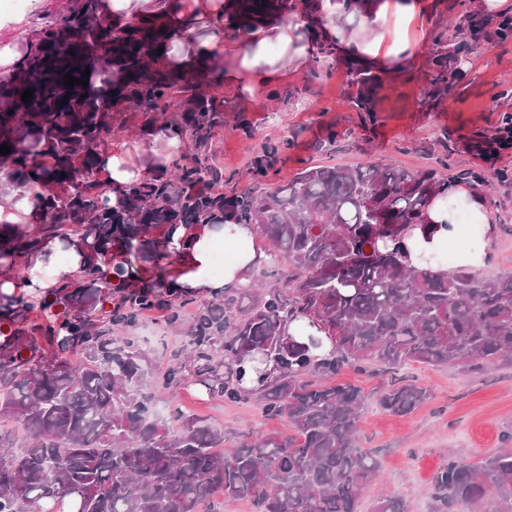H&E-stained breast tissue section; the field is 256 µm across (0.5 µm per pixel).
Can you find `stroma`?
Listing matches in <instances>:
<instances>
[{
	"instance_id": "obj_1",
	"label": "stroma",
	"mask_w": 512,
	"mask_h": 512,
	"mask_svg": "<svg viewBox=\"0 0 512 512\" xmlns=\"http://www.w3.org/2000/svg\"><path fill=\"white\" fill-rule=\"evenodd\" d=\"M75 3L0 0V45L35 41L46 21ZM423 25L425 40L406 70L389 77L373 122L352 107L346 68L340 63L312 61L304 70L286 71L256 102L212 79L210 92L224 115V126L212 143L214 163L243 189L251 184L249 170L264 145L284 140L289 147L269 173L272 183L309 164L382 162L409 172L433 168L447 175L478 176L476 188L497 217L495 245L480 273L494 277L512 271V180L499 176L500 170H512V148L484 161L472 153L469 142L474 134L495 133L503 116L512 113V40L480 41L445 102L429 110L422 103L431 72L428 51L438 36L467 31L469 19L458 0H428ZM330 130L336 133L332 142L325 138ZM125 333L159 367L186 345L184 331L168 327L157 316L142 318ZM398 377L414 378L431 393L428 403L405 417L388 414L375 397L378 388ZM339 379L361 387L367 397L357 444L374 451L380 463L379 483L361 492V512H373L383 489L402 497L409 512H434L431 480L449 453L461 452L467 463H478L500 448L502 435L512 430L511 366L469 373L450 365L412 363L392 373L371 363L362 373L344 370ZM174 395L228 433L286 429L284 421L267 419L252 399L230 404L198 396L189 387L176 389Z\"/></svg>"
}]
</instances>
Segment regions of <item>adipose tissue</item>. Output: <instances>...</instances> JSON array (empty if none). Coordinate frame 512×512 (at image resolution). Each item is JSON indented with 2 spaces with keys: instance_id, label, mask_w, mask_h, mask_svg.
I'll return each instance as SVG.
<instances>
[{
  "instance_id": "1",
  "label": "adipose tissue",
  "mask_w": 512,
  "mask_h": 512,
  "mask_svg": "<svg viewBox=\"0 0 512 512\" xmlns=\"http://www.w3.org/2000/svg\"><path fill=\"white\" fill-rule=\"evenodd\" d=\"M323 11L327 21L321 31L307 29L300 17L294 16L263 28L240 32L233 44H225L219 35L201 37V30L210 26L212 18L224 9V0H108L107 15L116 22H130L146 15H158L174 28L185 31L186 37L177 41L169 54V63L176 68H187L203 60L221 57L225 60L223 78L242 94L251 96L256 91L277 86L287 70L302 68L313 52L319 36L338 34L334 0H324ZM427 10L426 0H379L375 10L361 18L363 36L349 39L344 51L364 57L380 71L389 73L408 60L414 46L400 35L405 24L418 23ZM277 45V55H270V45ZM465 203L475 223L481 224L484 240L479 252L464 251L462 266L479 269L494 239L495 216L484 196L472 188L456 185L447 197L435 199L427 214L432 224L456 226V203ZM248 228L227 224L214 229L207 226L193 229L177 228L172 234V245L181 257V270L176 287L195 292L212 293L226 282L244 278L258 264L261 254L249 248L229 267L223 279L211 278L208 273L213 246L219 241L250 238ZM60 249L51 245L39 253L25 278L0 282V290L7 293H25L41 297L52 288L62 273H75L77 263L59 267Z\"/></svg>"
}]
</instances>
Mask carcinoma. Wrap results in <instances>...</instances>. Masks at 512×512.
Returning a JSON list of instances; mask_svg holds the SVG:
<instances>
[{"instance_id": "cac0c4a2", "label": "carcinoma", "mask_w": 512, "mask_h": 512, "mask_svg": "<svg viewBox=\"0 0 512 512\" xmlns=\"http://www.w3.org/2000/svg\"><path fill=\"white\" fill-rule=\"evenodd\" d=\"M460 2L473 23L430 52L429 110L488 26L477 0ZM293 15L315 28L326 22L320 0H224L211 27L235 35ZM180 38L159 16L114 24L99 0H83L52 18L0 79V145L10 146L0 171L32 199L24 223H0V267L24 270L55 240L80 258L49 300L0 290L8 328L0 330V419L18 420L28 436L16 453L15 435L0 429V512H224L226 499L250 500L255 512H360L362 489L379 475L377 458L355 444L366 397L329 379L373 361L467 372L512 365V271L490 278L407 260L414 229L425 240L436 232L426 209L451 177L381 163L308 165L260 193L209 189L224 180L208 157L224 124L206 90L216 64L172 68L168 53ZM339 50V39H323L317 57L334 60ZM69 75L88 86L65 85ZM348 77L356 110L373 114L382 76L354 57ZM129 112L142 113L150 135L191 139L194 154L150 159L148 178L124 186L114 206L102 162ZM511 141L512 121L477 135L470 149L486 157ZM285 146L268 143L252 178L267 177ZM228 223L251 226L272 266L262 282L229 285L196 305L187 347L159 375L115 332L157 310L180 324L188 297L160 291L169 231ZM156 228L162 237L152 239ZM139 262L154 279L131 281ZM248 375L257 389L243 387ZM188 384L228 403L255 394L263 414L287 421L291 433L230 436L174 397L169 425L159 423L157 394ZM428 396L403 381L382 388L378 403L405 417ZM431 489L438 512L490 491L498 512H512V431L479 465L449 455ZM374 512L408 507L383 495Z\"/></svg>"}]
</instances>
